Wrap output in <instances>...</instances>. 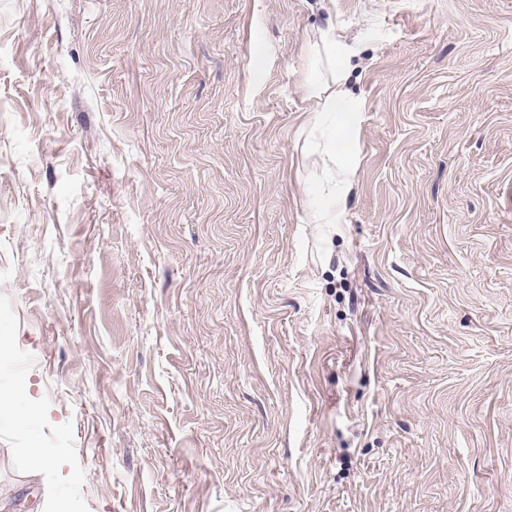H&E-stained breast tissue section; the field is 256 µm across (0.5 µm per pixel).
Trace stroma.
I'll return each mask as SVG.
<instances>
[{"label":"stroma","mask_w":512,"mask_h":512,"mask_svg":"<svg viewBox=\"0 0 512 512\" xmlns=\"http://www.w3.org/2000/svg\"><path fill=\"white\" fill-rule=\"evenodd\" d=\"M0 391V512H512V0H0ZM316 36L310 50L324 73L316 71L303 85L313 105L306 145L316 172L307 210L312 224H338V206L355 176L351 160L357 132L354 117L362 112L363 103L345 88L355 55L352 47L333 25L318 29Z\"/></svg>","instance_id":"1"}]
</instances>
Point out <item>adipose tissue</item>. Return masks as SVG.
I'll return each instance as SVG.
<instances>
[{
  "mask_svg": "<svg viewBox=\"0 0 512 512\" xmlns=\"http://www.w3.org/2000/svg\"><path fill=\"white\" fill-rule=\"evenodd\" d=\"M311 52L321 66L303 85L312 103L308 123L307 154L315 164V180L307 199L311 223L336 224L338 206L355 176L351 157L356 144L355 117L362 102L345 87L352 69V47L327 26L316 33Z\"/></svg>",
  "mask_w": 512,
  "mask_h": 512,
  "instance_id": "ef3b65f1",
  "label": "adipose tissue"
}]
</instances>
